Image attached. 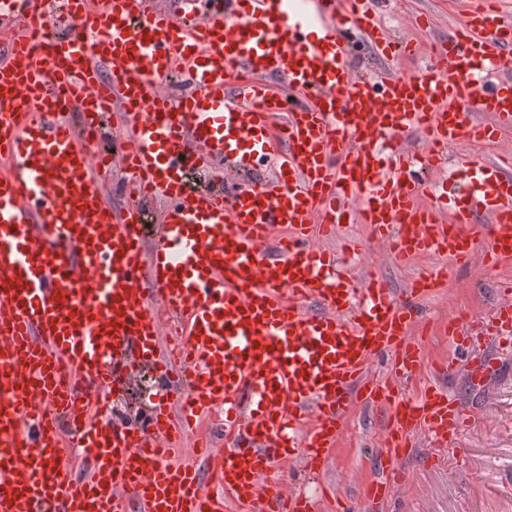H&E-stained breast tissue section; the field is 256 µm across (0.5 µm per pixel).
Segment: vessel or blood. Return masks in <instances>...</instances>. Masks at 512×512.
Listing matches in <instances>:
<instances>
[{
    "instance_id": "b4317fda",
    "label": "vessel or blood",
    "mask_w": 512,
    "mask_h": 512,
    "mask_svg": "<svg viewBox=\"0 0 512 512\" xmlns=\"http://www.w3.org/2000/svg\"><path fill=\"white\" fill-rule=\"evenodd\" d=\"M499 4L479 0L427 69L359 75L353 45L397 52L376 0H0V512H314L312 495L285 493L282 464L324 472L359 405L381 410L389 462L366 507L404 481L397 463L419 431L452 445L471 419L459 400L440 385L400 390L423 371L419 315L378 276L352 284L309 233L365 224L399 262L512 257V157L435 163L512 127V18ZM113 112L123 136L105 151ZM411 131L424 157L404 147ZM224 160L218 185L185 191V170ZM268 164L271 179L236 183ZM118 171L127 192L163 200L154 236L139 208L109 204ZM171 319L184 429L224 409V447L200 446L203 472L163 461L169 402L138 425L97 405L129 368L172 371L160 346ZM480 334L512 339L511 297L449 320L467 357L439 375L481 388L497 365L471 354ZM384 353L388 373L372 375ZM69 446L92 479L68 475Z\"/></svg>"
}]
</instances>
